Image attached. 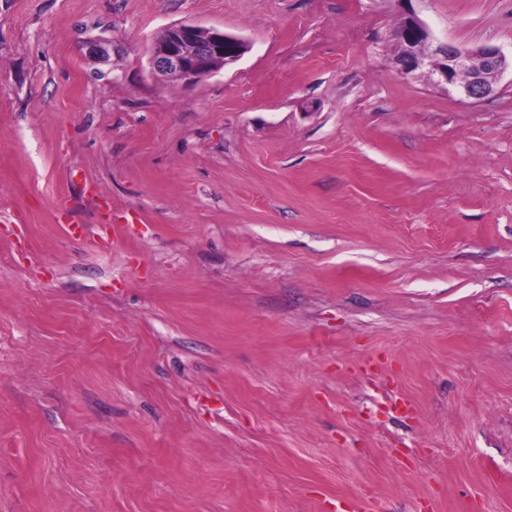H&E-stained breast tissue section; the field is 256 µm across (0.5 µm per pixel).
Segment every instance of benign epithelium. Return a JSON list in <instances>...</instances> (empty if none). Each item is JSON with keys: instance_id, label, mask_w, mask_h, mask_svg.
<instances>
[{"instance_id": "1", "label": "benign epithelium", "mask_w": 512, "mask_h": 512, "mask_svg": "<svg viewBox=\"0 0 512 512\" xmlns=\"http://www.w3.org/2000/svg\"><path fill=\"white\" fill-rule=\"evenodd\" d=\"M398 2L403 7L395 34L401 51L395 63L401 74L424 72L459 96L479 101L493 94L500 77L512 71V54L495 45L461 48L434 44L427 26L407 7L412 0ZM245 50L242 39L222 30L182 24L157 36L150 48V62L167 82L190 85L235 63Z\"/></svg>"}]
</instances>
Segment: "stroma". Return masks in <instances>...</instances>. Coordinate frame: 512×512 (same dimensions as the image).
I'll return each mask as SVG.
<instances>
[{"label":"stroma","mask_w":512,"mask_h":512,"mask_svg":"<svg viewBox=\"0 0 512 512\" xmlns=\"http://www.w3.org/2000/svg\"><path fill=\"white\" fill-rule=\"evenodd\" d=\"M397 12L0 0V512H512V75L399 74ZM181 24L247 50L169 83Z\"/></svg>","instance_id":"35a3bbf8"}]
</instances>
